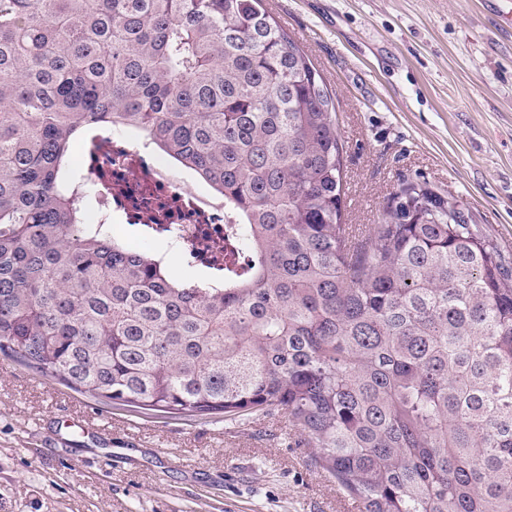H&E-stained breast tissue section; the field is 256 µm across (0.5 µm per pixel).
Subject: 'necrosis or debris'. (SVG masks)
<instances>
[{
	"label": "necrosis or debris",
	"instance_id": "necrosis-or-debris-1",
	"mask_svg": "<svg viewBox=\"0 0 512 512\" xmlns=\"http://www.w3.org/2000/svg\"><path fill=\"white\" fill-rule=\"evenodd\" d=\"M82 165L97 188L92 224L121 215L128 224L167 238L202 266L223 267L224 238L233 219L210 190L193 186L191 175L161 156H149L134 137L96 134Z\"/></svg>",
	"mask_w": 512,
	"mask_h": 512
}]
</instances>
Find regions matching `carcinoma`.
I'll return each mask as SVG.
<instances>
[{
	"mask_svg": "<svg viewBox=\"0 0 512 512\" xmlns=\"http://www.w3.org/2000/svg\"><path fill=\"white\" fill-rule=\"evenodd\" d=\"M224 196V281L86 230L81 132ZM326 82L262 0H0V353L133 411H282L362 512H512V257L403 179L344 223Z\"/></svg>",
	"mask_w": 512,
	"mask_h": 512,
	"instance_id": "cac0c4a2",
	"label": "carcinoma"
}]
</instances>
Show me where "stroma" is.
Here are the masks:
<instances>
[{"instance_id": "35a3bbf8", "label": "stroma", "mask_w": 512, "mask_h": 512, "mask_svg": "<svg viewBox=\"0 0 512 512\" xmlns=\"http://www.w3.org/2000/svg\"><path fill=\"white\" fill-rule=\"evenodd\" d=\"M326 81L345 221L402 178L458 195L512 253V0H263ZM284 413L217 422L0 373V512H348Z\"/></svg>"}]
</instances>
